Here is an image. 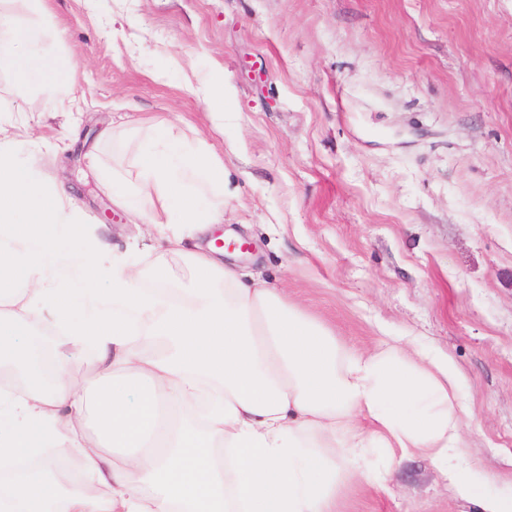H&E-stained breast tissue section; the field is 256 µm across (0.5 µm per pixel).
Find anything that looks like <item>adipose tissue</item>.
Listing matches in <instances>:
<instances>
[{
    "label": "adipose tissue",
    "mask_w": 512,
    "mask_h": 512,
    "mask_svg": "<svg viewBox=\"0 0 512 512\" xmlns=\"http://www.w3.org/2000/svg\"><path fill=\"white\" fill-rule=\"evenodd\" d=\"M47 0H0V72L56 101L67 70L40 52ZM0 137V367L28 364L33 327L58 329L87 355V392L57 370L52 390L0 388V466L46 447L77 457L69 490L39 473L0 483V512H336L353 475L386 485L399 457L421 454L479 499L512 512L469 462L453 366L383 342L350 352L287 296L242 282L187 236L224 220V159L159 123L107 176L112 202L159 231L149 267L82 224L65 190L12 157ZM78 236L85 254L62 246ZM189 270L173 280L170 258ZM371 419L374 430L362 427Z\"/></svg>",
    "instance_id": "adipose-tissue-1"
}]
</instances>
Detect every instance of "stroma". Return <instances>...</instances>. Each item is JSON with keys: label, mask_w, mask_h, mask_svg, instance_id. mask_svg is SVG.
I'll return each mask as SVG.
<instances>
[{"label": "stroma", "mask_w": 512, "mask_h": 512, "mask_svg": "<svg viewBox=\"0 0 512 512\" xmlns=\"http://www.w3.org/2000/svg\"><path fill=\"white\" fill-rule=\"evenodd\" d=\"M49 21L79 108L0 73L17 161L123 251L154 231L113 207L90 156L112 167L160 121L212 145L242 279L345 347L397 336L448 357L464 442L488 491L512 490V0H50ZM213 81L220 121L195 92ZM336 512L478 507L414 455L387 486L349 479Z\"/></svg>", "instance_id": "stroma-1"}]
</instances>
